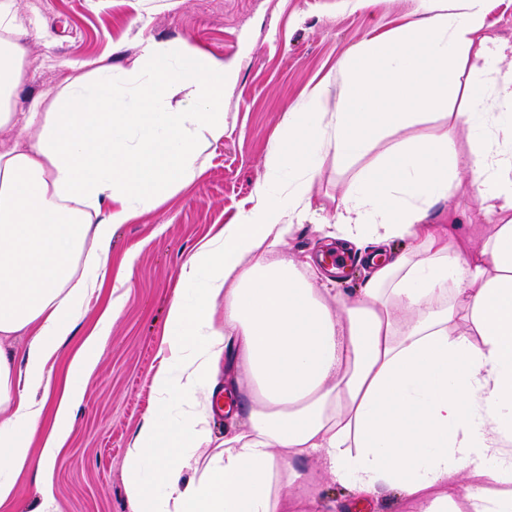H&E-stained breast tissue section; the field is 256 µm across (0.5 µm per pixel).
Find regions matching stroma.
Returning <instances> with one entry per match:
<instances>
[{"label": "stroma", "mask_w": 512, "mask_h": 512, "mask_svg": "<svg viewBox=\"0 0 512 512\" xmlns=\"http://www.w3.org/2000/svg\"><path fill=\"white\" fill-rule=\"evenodd\" d=\"M417 7V0H377L365 11L353 9L349 0H18L20 22L12 39L24 50L25 67L15 93L19 113L28 112L34 98L51 96L90 59H105L116 84L127 85L124 71L144 39L185 43L239 63L224 95V136L207 149L202 172L118 227L102 288L86 301L72 335L51 361L54 374H64L111 299L119 298L96 369L74 378L83 400L54 464L55 512H131L124 456L158 405L152 377L167 356L162 349L167 310L175 294H192L180 281L184 264L200 244L255 204L265 156L308 91L364 39L404 30ZM448 124L442 114L421 115L350 167L326 155L314 184L317 213L296 227L289 251L314 257L326 252L328 241L316 226L331 220L358 169L393 141L433 136ZM431 214L446 220L456 239L492 229L465 173ZM297 467L315 481L307 512H356L354 497L318 462L304 460Z\"/></svg>", "instance_id": "35a3bbf8"}]
</instances>
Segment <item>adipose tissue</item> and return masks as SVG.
I'll return each instance as SVG.
<instances>
[{
    "mask_svg": "<svg viewBox=\"0 0 512 512\" xmlns=\"http://www.w3.org/2000/svg\"><path fill=\"white\" fill-rule=\"evenodd\" d=\"M420 5L410 29L363 41L289 112L255 205L183 266L199 286L168 309L158 409L123 463L131 512H300L298 459L358 493L395 494L408 512H512V68L500 67L512 42L489 34L483 0ZM23 77L4 35L0 130L18 122ZM130 78L121 89L111 65L92 60L33 100L27 141L0 140V507L33 467L31 512H51L52 464L82 393L71 383L52 392L48 365L99 291L117 228L192 183L224 136L234 64L147 39ZM460 88L467 153L448 129L395 141L338 200L335 237L363 249L368 273L351 297L333 295L315 262L286 249L324 153L352 163ZM463 171L496 220L474 248L429 219ZM119 306L105 308L72 372L95 370ZM25 332L22 355L5 348ZM230 356L244 363V418L219 441L208 421Z\"/></svg>",
    "mask_w": 512,
    "mask_h": 512,
    "instance_id": "obj_1",
    "label": "adipose tissue"
}]
</instances>
